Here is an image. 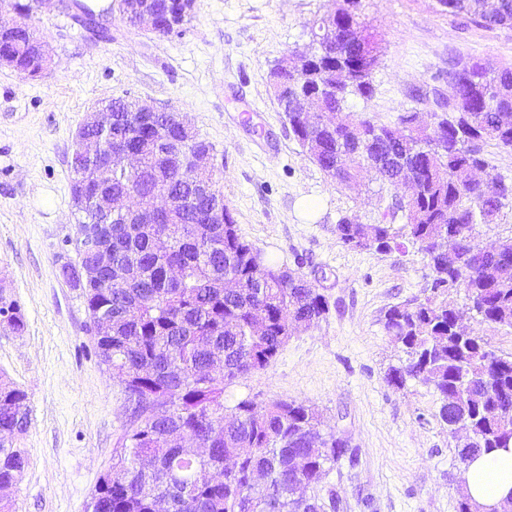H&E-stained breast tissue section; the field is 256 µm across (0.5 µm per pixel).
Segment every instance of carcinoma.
<instances>
[{
	"instance_id": "1",
	"label": "carcinoma",
	"mask_w": 512,
	"mask_h": 512,
	"mask_svg": "<svg viewBox=\"0 0 512 512\" xmlns=\"http://www.w3.org/2000/svg\"><path fill=\"white\" fill-rule=\"evenodd\" d=\"M437 2L456 25L512 31V0L491 9L487 0ZM360 3L349 0L353 10L316 18L335 39L311 40L309 69L295 76L276 66L270 84L296 141L337 185L360 187L358 170L342 165L346 152H357L363 166L382 162L380 188L390 190L391 204L374 224L341 217L338 239L390 253L404 237L427 260L433 287L447 291L383 313L387 336L406 355L389 368L388 384L432 387L440 422L451 434H469V454L512 448V354L459 325L469 313L512 331V237L489 254L475 242L476 226L497 223L512 203V179L471 176L488 167L484 143L512 148V66L490 71L471 58L453 62L448 102L436 112L440 140L429 149L414 112L401 113L395 127L367 116L349 123V101L373 96L379 57L378 41L359 22ZM34 39H41L37 31L21 27L13 48L23 52ZM295 86L312 111H294ZM104 108L100 129L112 136L103 138L101 154H140L137 168L114 164L112 194L134 191L149 207L167 193L181 204L151 219L112 213V267L98 271L92 253L78 256L93 273L78 285L89 320H108L109 331L95 337L99 357L121 376L128 404L139 403L92 512H339L336 492L316 488L341 460L352 466L355 459L347 440L322 428L318 408L288 399H242L224 408V390L266 369L293 332L325 318L328 299L300 272L265 262L229 209L213 213L214 195L223 194L219 175L158 160V141L183 139L181 113L143 125L127 97ZM71 167L81 172L85 196L97 195L93 163L79 154ZM170 267L181 270L179 280L167 278ZM28 424L26 392L1 380V485L19 481L25 468L13 436Z\"/></svg>"
}]
</instances>
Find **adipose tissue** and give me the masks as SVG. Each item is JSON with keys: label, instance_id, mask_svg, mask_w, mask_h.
Segmentation results:
<instances>
[{"label": "adipose tissue", "instance_id": "ef3b65f1", "mask_svg": "<svg viewBox=\"0 0 512 512\" xmlns=\"http://www.w3.org/2000/svg\"><path fill=\"white\" fill-rule=\"evenodd\" d=\"M467 489L477 502L499 505L512 495V450L484 453L469 466Z\"/></svg>", "mask_w": 512, "mask_h": 512}]
</instances>
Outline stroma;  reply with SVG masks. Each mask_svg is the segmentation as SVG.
Returning a JSON list of instances; mask_svg holds the SVG:
<instances>
[{"mask_svg":"<svg viewBox=\"0 0 512 512\" xmlns=\"http://www.w3.org/2000/svg\"><path fill=\"white\" fill-rule=\"evenodd\" d=\"M83 2L101 12L109 39L39 5L33 22L53 67L35 80L0 68V278L26 319L22 334L0 330V377L25 390L30 409L13 512H91L128 422L120 381L89 331L85 300L60 275L75 255V133L90 107L124 95L188 116L213 147L240 234L266 261L300 271L329 301L326 318L226 390L225 406L283 398L317 407L356 459L322 480L335 488L340 512H457L460 436L438 420L440 401L429 386L386 381L403 354L381 317L431 296V271L409 245L385 254L340 242V217L379 219V183L366 177V192L357 193L331 181L295 141L268 81L275 61L307 47L314 18L339 0H196L192 18L165 37L105 13L110 0ZM360 13L380 53L375 93L350 103L353 116L391 125L403 111L430 112L458 57L512 64V31L458 29L436 0H361Z\"/></svg>","mask_w":512,"mask_h":512,"instance_id":"1","label":"stroma"}]
</instances>
